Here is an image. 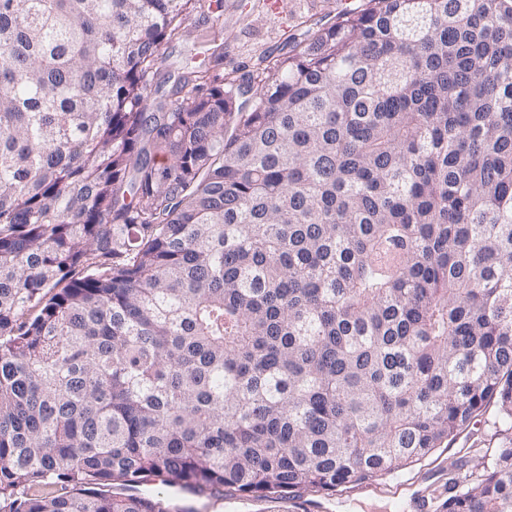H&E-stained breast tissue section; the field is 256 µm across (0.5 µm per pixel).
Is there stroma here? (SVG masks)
<instances>
[{"label": "stroma", "mask_w": 512, "mask_h": 512, "mask_svg": "<svg viewBox=\"0 0 512 512\" xmlns=\"http://www.w3.org/2000/svg\"><path fill=\"white\" fill-rule=\"evenodd\" d=\"M360 0H223L215 15L202 10L184 20L187 35L161 48V69L178 74L197 47L213 39L224 42V70L254 71L266 67L285 52V38L303 39L306 30L329 26L341 8ZM497 406L474 418L450 442L400 474L367 481L329 495L302 490L286 495L224 497L173 494L160 482L146 485L147 493L171 500L178 512H225V503L242 512H439L448 496L450 477L474 471L476 460L491 454L503 441Z\"/></svg>", "instance_id": "obj_1"}]
</instances>
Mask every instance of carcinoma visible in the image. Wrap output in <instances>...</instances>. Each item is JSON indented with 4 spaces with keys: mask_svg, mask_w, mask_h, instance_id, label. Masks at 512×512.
Masks as SVG:
<instances>
[{
    "mask_svg": "<svg viewBox=\"0 0 512 512\" xmlns=\"http://www.w3.org/2000/svg\"><path fill=\"white\" fill-rule=\"evenodd\" d=\"M203 0H0V512L336 492L512 430V0H365L256 72ZM443 512H512V438Z\"/></svg>",
    "mask_w": 512,
    "mask_h": 512,
    "instance_id": "cac0c4a2",
    "label": "carcinoma"
}]
</instances>
